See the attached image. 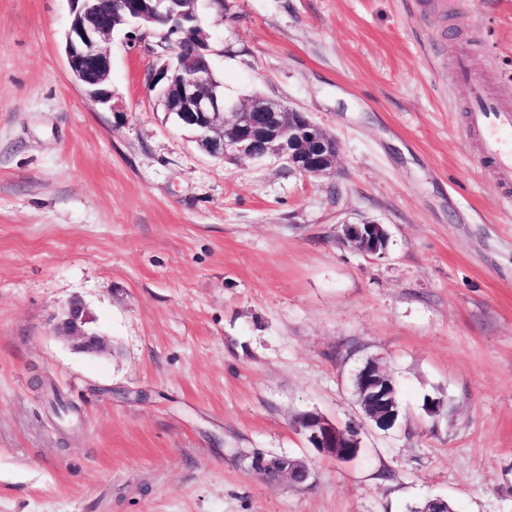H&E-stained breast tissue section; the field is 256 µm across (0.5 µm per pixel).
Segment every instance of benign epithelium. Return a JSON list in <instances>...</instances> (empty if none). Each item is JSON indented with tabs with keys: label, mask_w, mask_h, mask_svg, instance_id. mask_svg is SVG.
Here are the masks:
<instances>
[{
	"label": "benign epithelium",
	"mask_w": 512,
	"mask_h": 512,
	"mask_svg": "<svg viewBox=\"0 0 512 512\" xmlns=\"http://www.w3.org/2000/svg\"><path fill=\"white\" fill-rule=\"evenodd\" d=\"M70 23L65 54L73 78L84 85L98 101L106 103L110 92L103 88L112 70L111 57L104 43L119 27H135L147 35L152 24L168 18L167 37L192 44V56L174 66L166 58L150 74L153 85H163L162 102L167 112L179 115L181 125L195 131L198 147L212 156L226 159L272 158L288 170L304 176L327 174L336 165L340 143L315 124L308 113L264 96L236 102L224 100V92L205 78L197 63L212 55L209 35L200 24L185 26L196 16V0H178L180 11L171 12L173 0H112L111 21L96 19L95 0H68ZM341 239L363 254L385 250L388 234L374 220L345 222ZM57 333L72 349L99 354L107 349L105 338L93 326L85 304L75 298L68 302L57 324ZM358 403L368 419L381 430L395 426L399 414L391 401L392 379L375 362H369L356 375ZM302 432L317 451L340 462H349L359 452L360 441L326 416L308 412L301 415ZM253 470L265 479L280 483L296 476L304 481L314 477L310 464L302 458L261 456L252 460Z\"/></svg>",
	"instance_id": "obj_1"
}]
</instances>
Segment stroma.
<instances>
[{
  "instance_id": "stroma-1",
  "label": "stroma",
  "mask_w": 512,
  "mask_h": 512,
  "mask_svg": "<svg viewBox=\"0 0 512 512\" xmlns=\"http://www.w3.org/2000/svg\"><path fill=\"white\" fill-rule=\"evenodd\" d=\"M197 5L225 95L310 112L336 170L205 154L148 80L152 36L114 34L91 99L67 0H0V512H512V208L449 79L467 56L512 109V0ZM364 219L384 254L341 243ZM73 298L110 354L56 336ZM370 361L397 425L319 454L296 418L357 421ZM257 450L306 459L312 486L269 484Z\"/></svg>"
}]
</instances>
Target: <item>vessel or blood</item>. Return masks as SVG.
Masks as SVG:
<instances>
[{"label": "vessel or blood", "mask_w": 512, "mask_h": 512, "mask_svg": "<svg viewBox=\"0 0 512 512\" xmlns=\"http://www.w3.org/2000/svg\"><path fill=\"white\" fill-rule=\"evenodd\" d=\"M454 78L471 94L467 115L469 129L480 135L482 153L496 167L504 202L512 204V110L502 108L483 92L479 77L472 72L467 59H458Z\"/></svg>", "instance_id": "1"}]
</instances>
